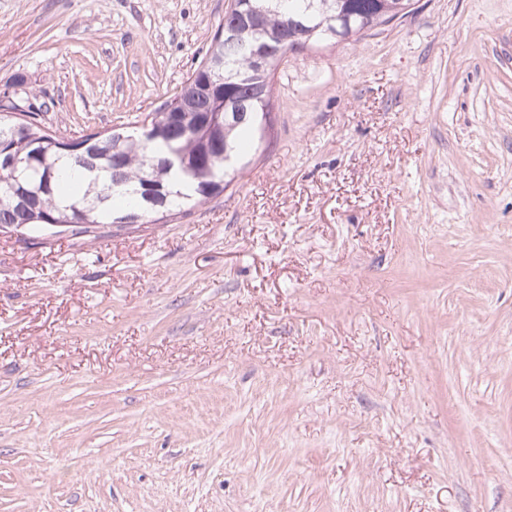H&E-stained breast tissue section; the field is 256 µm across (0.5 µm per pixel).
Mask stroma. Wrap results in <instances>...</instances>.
<instances>
[{
	"mask_svg": "<svg viewBox=\"0 0 512 512\" xmlns=\"http://www.w3.org/2000/svg\"><path fill=\"white\" fill-rule=\"evenodd\" d=\"M229 0H0V92L141 123ZM0 512H512V0L290 52L223 193L0 230Z\"/></svg>",
	"mask_w": 512,
	"mask_h": 512,
	"instance_id": "35a3bbf8",
	"label": "stroma"
}]
</instances>
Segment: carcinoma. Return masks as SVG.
<instances>
[{
  "mask_svg": "<svg viewBox=\"0 0 512 512\" xmlns=\"http://www.w3.org/2000/svg\"><path fill=\"white\" fill-rule=\"evenodd\" d=\"M245 7L251 17L243 39L270 47L262 69L254 68L238 44L213 35L205 59L180 93L160 106L146 140L134 134L116 142L110 130L75 139L58 137L45 128L32 106L16 98L1 104L0 139L16 159L17 170H0V226L36 229L61 224L74 235L89 236L103 226L123 223L132 212L141 213L144 224L157 216L188 212L224 192V155L237 159L240 143L254 134L255 127L224 126L199 159L198 146L185 134L182 121L173 119L174 113L223 111L227 86L232 102L244 104L261 120L269 115L270 95L258 99L253 88L271 85V75L282 62L278 42L283 30L302 46L323 42V28L332 17L345 13L351 36H360L405 14L410 0H245ZM214 68L224 81L211 79ZM116 154L121 159L118 174L112 172ZM177 154L187 164L168 167L166 160ZM147 179L164 189L166 206L154 211L145 203L142 187Z\"/></svg>",
  "mask_w": 512,
  "mask_h": 512,
  "instance_id": "cac0c4a2",
  "label": "carcinoma"
}]
</instances>
